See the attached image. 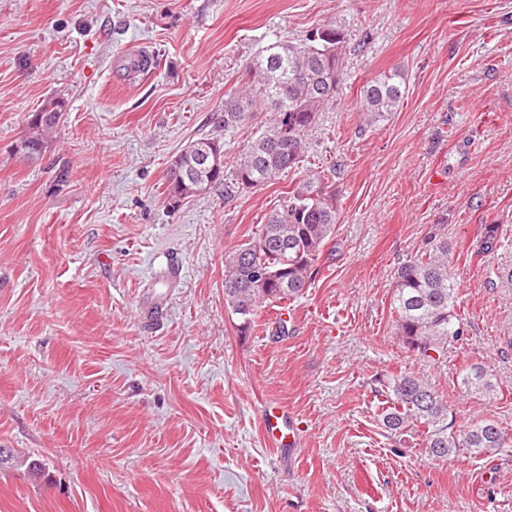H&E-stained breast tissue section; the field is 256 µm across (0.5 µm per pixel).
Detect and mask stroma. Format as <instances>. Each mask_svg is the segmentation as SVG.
I'll use <instances>...</instances> for the list:
<instances>
[{
    "label": "stroma",
    "instance_id": "35a3bbf8",
    "mask_svg": "<svg viewBox=\"0 0 512 512\" xmlns=\"http://www.w3.org/2000/svg\"><path fill=\"white\" fill-rule=\"evenodd\" d=\"M330 18L349 33L345 81L298 168L172 202V159L217 135L246 64ZM130 48L154 67L126 74ZM389 70L404 100L366 125L360 88ZM51 98L63 121L24 160ZM330 169L337 223L317 275L241 327L225 253ZM485 224L503 233L480 257ZM434 235L467 324L438 363L389 311L394 268ZM509 336L512 0H0V448L45 471L1 466L0 512H512ZM471 364L493 395L464 390ZM402 371L457 425L494 420L503 448L437 459L386 431L376 393ZM270 402L301 423L292 454L263 433ZM63 114V102L60 99H50L33 115L29 133L19 149L24 158L34 159L43 155L47 148V139L60 125Z\"/></svg>",
    "mask_w": 512,
    "mask_h": 512
}]
</instances>
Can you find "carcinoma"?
Listing matches in <instances>:
<instances>
[{
    "mask_svg": "<svg viewBox=\"0 0 512 512\" xmlns=\"http://www.w3.org/2000/svg\"><path fill=\"white\" fill-rule=\"evenodd\" d=\"M347 37L342 23L331 19L296 40L275 41L247 63L241 90L224 99V112L215 121L229 136L255 123L251 140L237 157L232 188L264 186L302 162L304 135L343 80ZM404 95L399 71L366 82L360 89L366 119L371 124L387 119ZM63 114V102L50 99L33 115L20 145L24 158L43 155ZM210 144L224 147L220 138L204 137L190 142L175 158L168 174L170 199L194 196L198 184L206 192L224 183V169L210 172L198 161V149ZM333 176L330 171L296 183L278 199L255 237L224 255V300L243 319L242 327L263 304L296 298L308 287L336 227ZM501 234L500 225H484L480 253H491ZM392 279L391 309L398 336L409 350L439 361L464 326L455 311L457 288L448 269V240L432 237L430 246L401 263ZM462 383L478 393L495 391L487 372L477 365L462 370ZM384 392L391 403L381 414L384 427L418 433L437 458L461 452L485 456L504 445L502 431L492 420L456 428L448 419L446 401L420 377L393 374L384 382Z\"/></svg>",
    "mask_w": 512,
    "mask_h": 512,
    "instance_id": "carcinoma-1",
    "label": "carcinoma"
}]
</instances>
